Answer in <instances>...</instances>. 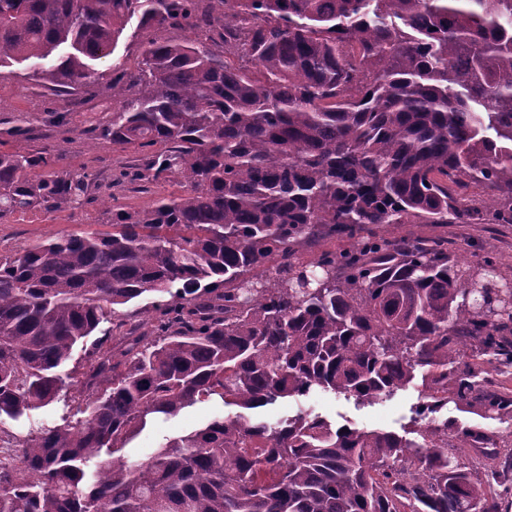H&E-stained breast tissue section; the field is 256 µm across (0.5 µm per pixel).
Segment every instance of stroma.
<instances>
[{
	"label": "stroma",
	"mask_w": 512,
	"mask_h": 512,
	"mask_svg": "<svg viewBox=\"0 0 512 512\" xmlns=\"http://www.w3.org/2000/svg\"><path fill=\"white\" fill-rule=\"evenodd\" d=\"M191 35L186 27L145 29L138 19H131L111 54L94 61L93 84L72 94L36 84L30 80L25 65L15 63L0 68V150L36 152L52 145L62 153L66 168L94 175L99 183L94 198L78 209L62 213L34 210L1 219L0 254H13L54 236L106 229L112 221L111 205L138 209L151 205L158 197L179 193L180 185L173 178L153 182L136 180L134 173L142 164L146 149L111 145L100 139L93 128L104 124L112 113V97L106 88L112 75L122 70L135 71L148 40L184 39ZM17 126L29 128V139L10 136V129ZM421 230L446 237L449 252L468 261H478L483 248L489 246L505 263L512 265V226L425 224ZM419 398L420 386L414 383L392 397L365 405L318 393L296 400H278L263 408L262 413L274 421L302 409H312L339 425L350 422L360 428L401 433L414 428ZM68 404V398H60L18 419L0 420V427L20 436L39 431L62 423ZM231 412V407L218 400L197 404L177 416L149 424L122 454L130 460L145 458L165 439L188 433L214 417Z\"/></svg>",
	"instance_id": "35a3bbf8"
}]
</instances>
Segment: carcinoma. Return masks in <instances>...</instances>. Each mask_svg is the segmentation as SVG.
Here are the masks:
<instances>
[{
	"mask_svg": "<svg viewBox=\"0 0 512 512\" xmlns=\"http://www.w3.org/2000/svg\"><path fill=\"white\" fill-rule=\"evenodd\" d=\"M135 15L205 40L146 42L139 71L112 77L99 137L157 147L137 177L182 193L0 255V418L67 387L78 415L0 463V512H499L512 449L433 415L512 418L477 380L512 368L505 263L375 227L512 225V0H0V65L86 85ZM60 158L0 151V220L91 199L97 181ZM417 379L407 435L253 414ZM209 399L242 412L113 458L148 418ZM459 448L498 463L481 477Z\"/></svg>",
	"mask_w": 512,
	"mask_h": 512,
	"instance_id": "cac0c4a2",
	"label": "carcinoma"
}]
</instances>
